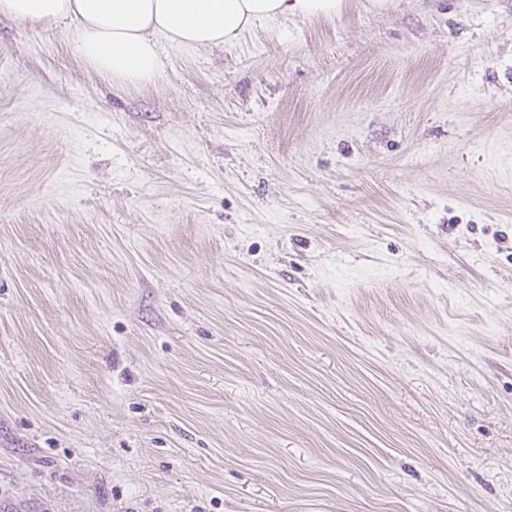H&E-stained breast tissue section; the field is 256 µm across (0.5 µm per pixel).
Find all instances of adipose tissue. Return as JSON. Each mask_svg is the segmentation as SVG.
<instances>
[{"instance_id": "adipose-tissue-1", "label": "adipose tissue", "mask_w": 512, "mask_h": 512, "mask_svg": "<svg viewBox=\"0 0 512 512\" xmlns=\"http://www.w3.org/2000/svg\"><path fill=\"white\" fill-rule=\"evenodd\" d=\"M341 0H0V15L57 26L73 23L78 57L113 85L154 83L159 43L224 46L288 16H335Z\"/></svg>"}]
</instances>
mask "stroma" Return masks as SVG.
Segmentation results:
<instances>
[{"mask_svg":"<svg viewBox=\"0 0 512 512\" xmlns=\"http://www.w3.org/2000/svg\"><path fill=\"white\" fill-rule=\"evenodd\" d=\"M160 51L0 15V512H512V0Z\"/></svg>","mask_w":512,"mask_h":512,"instance_id":"35a3bbf8","label":"stroma"}]
</instances>
